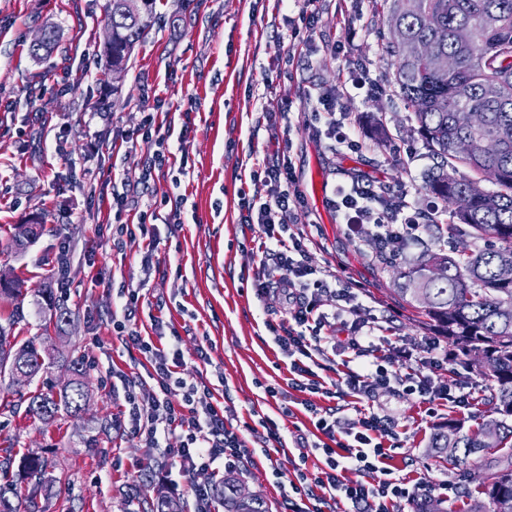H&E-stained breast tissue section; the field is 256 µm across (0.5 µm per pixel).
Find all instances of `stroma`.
Masks as SVG:
<instances>
[{
    "label": "stroma",
    "mask_w": 512,
    "mask_h": 512,
    "mask_svg": "<svg viewBox=\"0 0 512 512\" xmlns=\"http://www.w3.org/2000/svg\"><path fill=\"white\" fill-rule=\"evenodd\" d=\"M106 4L0 0V270L13 269L26 287L24 318L14 334L21 341L44 336L40 291L54 287L71 322L52 342L63 355L84 358L88 391L82 411L47 424L28 413L27 398L36 388L60 390L68 380L65 370L51 366L27 385L0 382V457L49 458L57 485L54 497L40 499L43 512H127L133 487L141 490L143 510L166 490L164 459L148 460L138 438L112 426L120 411L113 371L154 388L148 359L112 329L122 288H136L142 333H150L153 315L176 328L158 346L183 356L189 381L223 388L224 405L250 450L233 475L241 493L260 499L268 512H286L271 462L302 455L314 466L322 435L302 406L283 413L264 392L268 385L287 389L289 373L264 326V310L246 287L260 259L259 233L240 223L239 195L262 199L267 189L244 170L288 145L300 180L317 172L330 181L349 171L378 187L409 186L417 207H432L425 177L435 161L394 91L395 68L384 60L387 16L372 0H321L314 39L321 46L340 44L343 51L295 58L283 78L292 0H155L153 28L116 85L105 72ZM48 23L58 31L55 49L31 56L32 40ZM363 69L375 88L348 105L359 135L368 138L371 124L383 121L395 142L414 145V158L373 145L358 154L335 153L309 126L308 91H340L349 75ZM269 99L284 117L274 128L256 130L257 114ZM153 111L160 125L186 124L191 131L185 150H173L153 174L157 193L184 195L186 203L180 223L160 225L158 269L147 275L140 268L143 239H113L110 203L89 191L111 190L116 179L141 182L147 146L128 144L125 137ZM308 207L310 221L322 228L311 250L313 265L365 284L367 305L393 321L390 343L431 335L433 326L396 291L407 261L381 268L371 242L348 237L321 200L309 199ZM35 220L43 233L16 252V226ZM375 407L398 423L389 462L395 474L440 501L444 512H463L465 493L446 497L441 491L457 482V469L435 454L429 439L451 418L477 426L488 410L484 397H476L471 409L445 406L434 417L412 397L381 396ZM266 420L276 424L284 444L265 455ZM298 433L307 439L305 448L294 442Z\"/></svg>",
    "instance_id": "obj_1"
}]
</instances>
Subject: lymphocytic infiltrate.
I'll return each mask as SVG.
<instances>
[{
    "instance_id": "obj_1",
    "label": "lymphocytic infiltrate",
    "mask_w": 512,
    "mask_h": 512,
    "mask_svg": "<svg viewBox=\"0 0 512 512\" xmlns=\"http://www.w3.org/2000/svg\"><path fill=\"white\" fill-rule=\"evenodd\" d=\"M297 15L289 17L291 42L285 57L293 63L296 55L311 51L318 11L316 0H305ZM342 94L318 90L310 94L314 109L309 122L317 135L325 137L332 152L358 151V131L346 110L354 92L368 87L366 73L350 78ZM268 188L265 199L240 195L239 221L257 226L264 235V249L251 278V290L263 308H278L280 316L265 327L274 344L288 360L292 389L304 392L301 404L312 416L315 429L327 437L320 446L321 465L308 469L301 464H273L272 474L284 479V499L289 512H323L329 504L343 505V512H394L401 502H417L419 488L407 478L394 474L387 461L397 438V422L389 414L375 410L379 394L414 395L425 405L427 415L439 407H467L473 399L465 383L447 374L448 350L442 337L426 336L417 344L383 348L374 336L381 320L372 308L359 306L357 298L365 286L358 281L343 282L335 272L318 268L310 260L311 234L297 224L307 207L296 168L287 150L266 156L250 173ZM405 187L382 189L353 174L334 182L325 204L337 223L357 241L370 240L382 261L406 258L412 244L420 241L432 214L413 205ZM183 204V197H176ZM158 209L141 213L138 226L123 217L131 201L127 192L113 191L112 220L121 235L139 231L146 241L142 267H150L159 245L155 219ZM331 309H323V300ZM140 296L128 290L121 306L122 317L113 328L122 342L148 354L151 378L158 386L143 393L138 382L117 373L123 395V411L118 425L138 438L147 456L166 459L170 467L188 473L197 469L232 473L248 453L246 441L224 413L214 404L210 390H199L183 376L179 353L156 346L152 337L142 336L138 327ZM345 350L347 359L338 378H324L318 370L327 354ZM182 391L181 402H173L172 388ZM353 398L354 416L337 415L335 409H321L314 395ZM177 435L179 447L168 444Z\"/></svg>"
}]
</instances>
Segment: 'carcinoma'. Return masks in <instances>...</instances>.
<instances>
[{"label":"carcinoma","mask_w":512,"mask_h":512,"mask_svg":"<svg viewBox=\"0 0 512 512\" xmlns=\"http://www.w3.org/2000/svg\"><path fill=\"white\" fill-rule=\"evenodd\" d=\"M155 0L140 19L120 10L118 0H108L106 19L112 22V51L105 54L107 69L123 68L135 45L151 29ZM428 13L438 15L435 26L427 24ZM396 30L389 31L387 53L395 58L394 81L398 95L411 112L413 130L436 159L426 179V190L434 203L449 212L450 222L431 225V245L415 264L399 276L407 279L400 289L408 304L423 314L448 337L453 355L463 366L476 371L489 390L490 418L476 428L462 419H450L437 429L431 447L451 461L463 455H483L486 481L470 498L467 512H512V282L498 278V270L512 266V0H419L418 9L398 15ZM467 27L473 40L460 44L454 32ZM421 42L438 54H452L457 67L451 72L430 68L420 58L408 56L411 46ZM499 80V91L489 97L487 82ZM469 112L484 117L481 136L495 139V154L475 153L468 157L453 151L454 142L468 134ZM503 169L504 178L490 191L484 188L485 168ZM42 230L39 224L18 228L14 246L22 251ZM452 237L463 241L491 238L495 246L484 249L463 247L453 254L441 248ZM439 263L448 276L433 280L428 267ZM56 325L70 321L51 288L41 292ZM22 288L0 271V298L14 301L12 314L0 323V376L13 377L19 367L35 378L51 364L48 349L36 340L19 343L11 336L22 319ZM65 371L74 376L59 397L34 391L27 397L28 411L50 423L60 412L77 413L85 401L82 360L68 356ZM52 464L45 457H26L21 472L33 481L31 497L24 503L0 494V512H36L37 495L55 494Z\"/></svg>","instance_id":"carcinoma-1"}]
</instances>
